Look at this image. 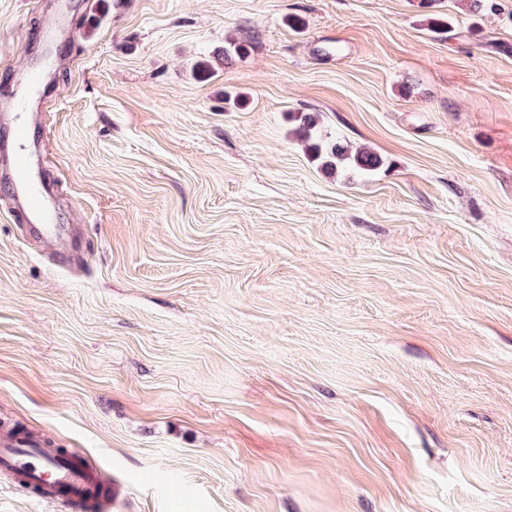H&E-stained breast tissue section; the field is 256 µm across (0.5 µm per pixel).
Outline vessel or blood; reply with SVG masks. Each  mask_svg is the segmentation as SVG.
I'll return each instance as SVG.
<instances>
[{"label": "vessel or blood", "instance_id": "obj_1", "mask_svg": "<svg viewBox=\"0 0 512 512\" xmlns=\"http://www.w3.org/2000/svg\"><path fill=\"white\" fill-rule=\"evenodd\" d=\"M29 109L30 98L22 93L0 113V123L12 124L16 141H25L29 136V124L22 119ZM37 169L38 162L32 154L20 153L13 157L11 170L0 178L8 183L19 210L33 218V236L51 240L56 261L64 265L68 262L71 240L63 225L41 221L48 199ZM0 470L11 474V489L35 496L53 512H81L89 492L97 485L95 474L69 454L28 445L0 446Z\"/></svg>", "mask_w": 512, "mask_h": 512}]
</instances>
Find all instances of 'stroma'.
I'll return each instance as SVG.
<instances>
[{
    "label": "stroma",
    "instance_id": "35a3bbf8",
    "mask_svg": "<svg viewBox=\"0 0 512 512\" xmlns=\"http://www.w3.org/2000/svg\"><path fill=\"white\" fill-rule=\"evenodd\" d=\"M494 3L0 0V89L62 22L33 110L82 239L58 265L0 187V436L79 452L106 512H512ZM298 111L383 167L321 170Z\"/></svg>",
    "mask_w": 512,
    "mask_h": 512
}]
</instances>
